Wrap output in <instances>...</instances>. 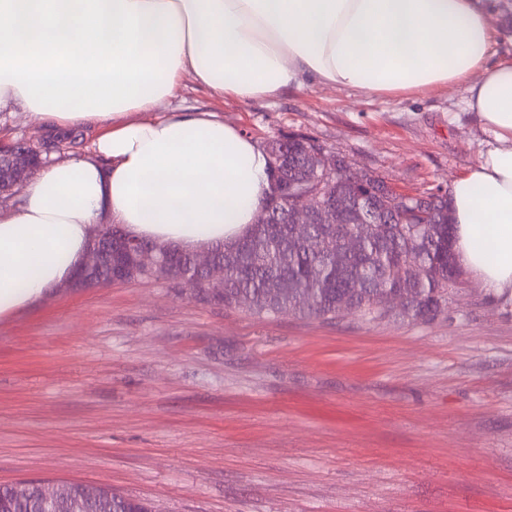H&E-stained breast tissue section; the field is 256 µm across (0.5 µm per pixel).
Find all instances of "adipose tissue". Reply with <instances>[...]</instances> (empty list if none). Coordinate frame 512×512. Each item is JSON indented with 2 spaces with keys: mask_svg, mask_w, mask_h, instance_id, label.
Segmentation results:
<instances>
[{
  "mask_svg": "<svg viewBox=\"0 0 512 512\" xmlns=\"http://www.w3.org/2000/svg\"><path fill=\"white\" fill-rule=\"evenodd\" d=\"M480 0H0V112L94 128L0 205V314L69 280L95 224L199 250L243 237L264 151L210 112L149 113L191 74L272 97L309 78L365 93L462 89L490 138L450 190L462 269L512 304V62Z\"/></svg>",
  "mask_w": 512,
  "mask_h": 512,
  "instance_id": "ef3b65f1",
  "label": "adipose tissue"
}]
</instances>
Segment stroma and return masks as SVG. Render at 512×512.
I'll list each match as a JSON object with an SVG mask.
<instances>
[{"label":"stroma","mask_w":512,"mask_h":512,"mask_svg":"<svg viewBox=\"0 0 512 512\" xmlns=\"http://www.w3.org/2000/svg\"><path fill=\"white\" fill-rule=\"evenodd\" d=\"M256 143L301 134L405 193L447 190L485 136L461 90L303 82L157 106ZM0 112V141L92 149ZM104 485L155 512H512V306L463 276L429 322H334L196 301L145 281L44 291L0 316V485Z\"/></svg>","instance_id":"obj_1"}]
</instances>
